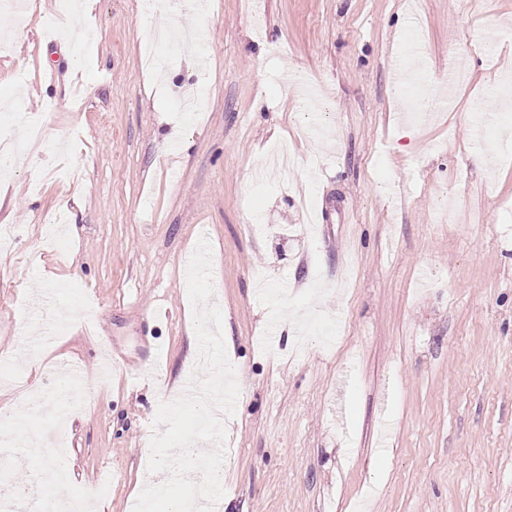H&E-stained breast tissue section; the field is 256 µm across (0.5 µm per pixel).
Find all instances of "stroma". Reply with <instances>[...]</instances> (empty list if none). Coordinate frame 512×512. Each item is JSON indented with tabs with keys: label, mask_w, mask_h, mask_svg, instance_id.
<instances>
[{
	"label": "stroma",
	"mask_w": 512,
	"mask_h": 512,
	"mask_svg": "<svg viewBox=\"0 0 512 512\" xmlns=\"http://www.w3.org/2000/svg\"><path fill=\"white\" fill-rule=\"evenodd\" d=\"M60 13L0 12V101L27 90L0 125L62 145L0 179V407L40 431L56 404L63 445L16 448L15 484L63 460L46 501L132 512L165 481L205 237L240 387L222 512H512V0H88L45 33ZM161 16L203 38L151 69ZM396 60L429 82L397 91Z\"/></svg>",
	"instance_id": "obj_1"
}]
</instances>
